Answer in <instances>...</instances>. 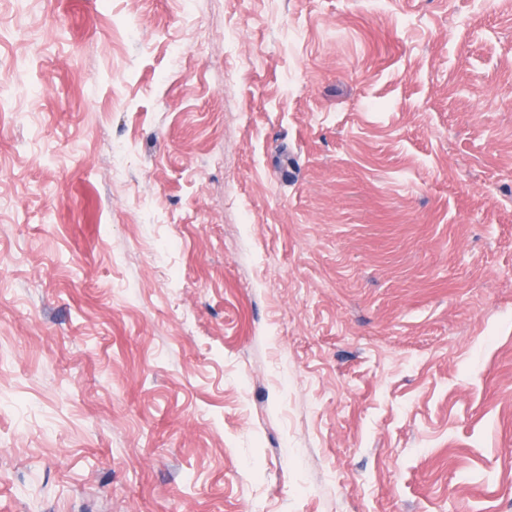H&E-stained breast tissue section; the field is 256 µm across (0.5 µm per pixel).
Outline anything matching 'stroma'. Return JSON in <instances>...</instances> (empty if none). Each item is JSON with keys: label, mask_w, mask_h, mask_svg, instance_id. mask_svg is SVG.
<instances>
[{"label": "stroma", "mask_w": 512, "mask_h": 512, "mask_svg": "<svg viewBox=\"0 0 512 512\" xmlns=\"http://www.w3.org/2000/svg\"><path fill=\"white\" fill-rule=\"evenodd\" d=\"M0 512H512V0H0Z\"/></svg>", "instance_id": "stroma-1"}]
</instances>
